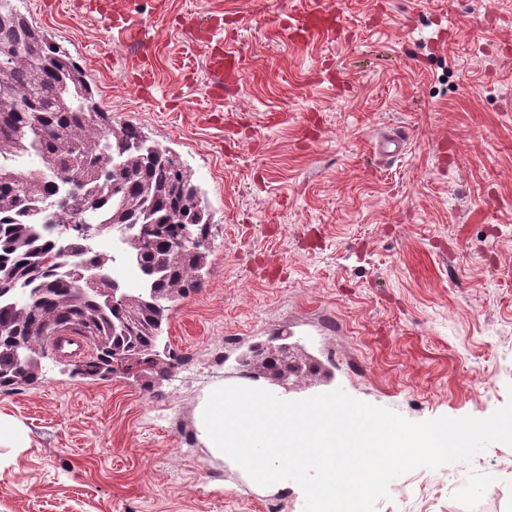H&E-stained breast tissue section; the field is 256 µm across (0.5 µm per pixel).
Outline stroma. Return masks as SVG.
I'll return each instance as SVG.
<instances>
[{"label":"stroma","instance_id":"35a3bbf8","mask_svg":"<svg viewBox=\"0 0 512 512\" xmlns=\"http://www.w3.org/2000/svg\"><path fill=\"white\" fill-rule=\"evenodd\" d=\"M77 3L19 7L114 126L186 163L211 255L168 313V378L82 379L51 349L37 382L0 390L30 437L0 450V512H303L296 483L248 494L208 447L198 414L219 386L340 387L415 422L512 398V0H334L337 34L309 44L274 15L311 0H112L146 25L148 96L136 47ZM210 16L243 64L219 100L184 26ZM398 129L383 162L373 146ZM283 342L305 368L288 387L241 374L251 347ZM375 512H512V447L403 475Z\"/></svg>","mask_w":512,"mask_h":512}]
</instances>
